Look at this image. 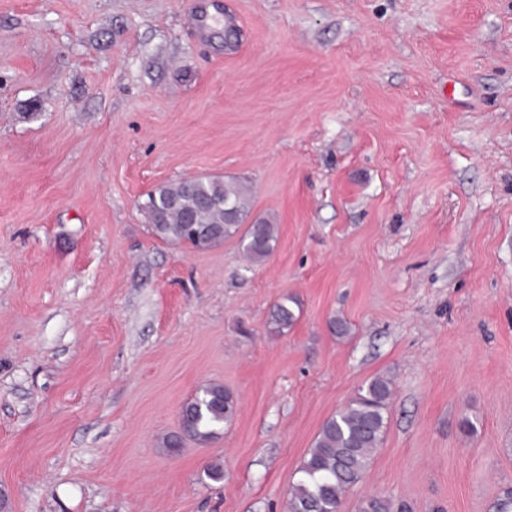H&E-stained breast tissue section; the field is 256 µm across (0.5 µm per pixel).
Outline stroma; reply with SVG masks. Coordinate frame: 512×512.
I'll return each instance as SVG.
<instances>
[{
    "label": "stroma",
    "instance_id": "stroma-1",
    "mask_svg": "<svg viewBox=\"0 0 512 512\" xmlns=\"http://www.w3.org/2000/svg\"><path fill=\"white\" fill-rule=\"evenodd\" d=\"M202 175L250 183L278 226L263 263L148 234L146 193ZM285 295L301 313L270 334ZM377 376L386 432L341 512H494L512 0H0L7 512H285L323 422ZM214 381L232 423L167 455ZM410 506L403 502H395L392 499L368 496L364 498L359 506V512H409Z\"/></svg>",
    "mask_w": 512,
    "mask_h": 512
}]
</instances>
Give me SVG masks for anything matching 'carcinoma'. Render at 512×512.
Returning <instances> with one entry per match:
<instances>
[{
    "label": "carcinoma",
    "instance_id": "cac0c4a2",
    "mask_svg": "<svg viewBox=\"0 0 512 512\" xmlns=\"http://www.w3.org/2000/svg\"><path fill=\"white\" fill-rule=\"evenodd\" d=\"M226 202L229 211L224 209ZM140 209L149 234L171 245L208 250L237 236L248 260L261 263L277 240V226L271 222L248 223L251 192L235 178L210 176L162 184L146 194ZM299 314L294 298L281 297L271 308L270 332L284 334ZM391 396V381L375 377L322 424L289 491L288 512H340L344 493L362 480L383 440ZM236 411L233 394L224 385L209 382L181 406L180 433L163 438L162 447L175 453L186 438L207 444L223 434ZM359 512H410V506L373 495L361 501Z\"/></svg>",
    "mask_w": 512,
    "mask_h": 512
}]
</instances>
